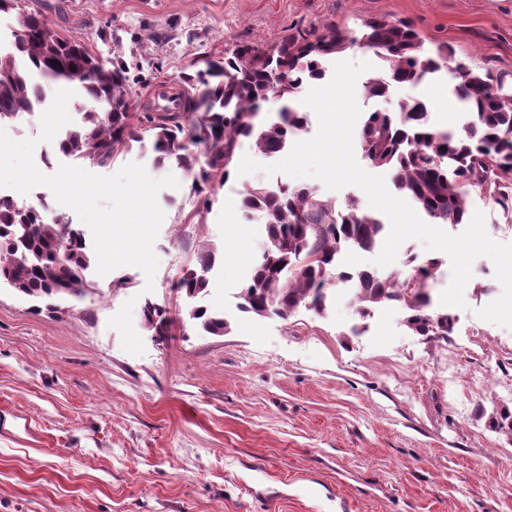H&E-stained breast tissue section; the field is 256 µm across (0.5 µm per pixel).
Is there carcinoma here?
Segmentation results:
<instances>
[{
	"mask_svg": "<svg viewBox=\"0 0 512 512\" xmlns=\"http://www.w3.org/2000/svg\"><path fill=\"white\" fill-rule=\"evenodd\" d=\"M355 45L384 63V73L367 81V97L382 98L393 83L415 84L444 68L471 115L460 127L441 128L431 121L425 103L414 98L400 101L392 112H372L359 130L369 165L391 169L395 189L433 224L467 223L471 191L492 200L512 223V91L505 77L470 68L446 45L424 50L405 21H369L358 38L331 23L319 32L287 34L270 47L238 45L223 60L183 76L180 111L133 112L126 104L132 94L130 67L121 54L105 57L31 13L12 34L10 48L0 51V122L34 111L47 101L49 83L65 80L93 106L77 109V126L59 141L63 155L106 167L118 149L142 148L149 140L156 164L175 163L190 173L192 189L206 204V191L224 184L244 142L272 155L304 130L306 115L292 100L304 84L325 78L330 58ZM271 97L282 104L275 117L267 118L262 108ZM241 208L261 213L267 229L261 262L239 294L241 311L289 316L304 308L321 313L339 280L354 277L359 287L351 304L358 316L389 303L405 311L406 326L418 336H446L452 330L454 316L431 310L427 292L438 258L406 274L365 269L332 274L342 250L370 251L384 241L383 221L357 201L338 209L306 189L282 185L274 193L259 183L243 190ZM93 263L69 220L47 223L40 209L0 199V284L34 298H79L88 288L85 272ZM213 264L214 252L201 248L172 289L188 298L203 293ZM188 317L205 333L224 335V316L199 306ZM143 321L149 332L161 329L170 336L174 323L183 319L149 302ZM491 423L512 436L511 411H494Z\"/></svg>",
	"mask_w": 512,
	"mask_h": 512,
	"instance_id": "1",
	"label": "carcinoma"
}]
</instances>
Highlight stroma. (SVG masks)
<instances>
[{
    "mask_svg": "<svg viewBox=\"0 0 512 512\" xmlns=\"http://www.w3.org/2000/svg\"><path fill=\"white\" fill-rule=\"evenodd\" d=\"M33 10L92 48H120L148 80L145 103L229 47L329 22L357 34L381 17L410 22L425 50L445 43L473 68L512 72V0H23L0 12V40ZM452 87L443 73L356 98L367 114L418 97L435 124L457 126L464 109L449 116L428 100ZM130 162L179 182L158 194L153 292L134 267L89 272L62 314L0 288V512H512V437L490 423L512 409V329L476 315L494 299L485 258L445 337L414 335L397 308L358 320L345 297L321 315L260 318L236 308L265 238L241 191L280 182L340 208L366 203L364 192L233 174L206 209L186 171L156 166L152 148L122 152L103 172ZM202 246L216 260L201 302L231 329L210 336L187 321L157 343L142 309L186 312L172 283ZM131 298L140 356L108 325Z\"/></svg>",
    "mask_w": 512,
    "mask_h": 512,
    "instance_id": "stroma-1",
    "label": "stroma"
}]
</instances>
